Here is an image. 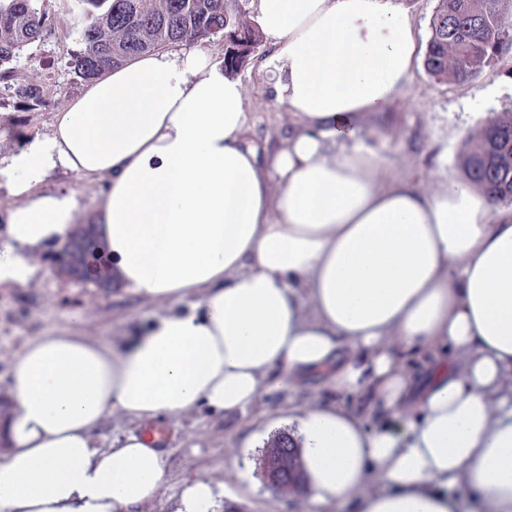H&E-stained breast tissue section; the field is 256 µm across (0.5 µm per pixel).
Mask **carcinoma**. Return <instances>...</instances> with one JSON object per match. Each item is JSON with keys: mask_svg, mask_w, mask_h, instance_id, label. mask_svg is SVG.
Here are the masks:
<instances>
[{"mask_svg": "<svg viewBox=\"0 0 512 512\" xmlns=\"http://www.w3.org/2000/svg\"><path fill=\"white\" fill-rule=\"evenodd\" d=\"M37 0H0V80H11V63L42 34L46 18ZM85 20L84 48L76 56L75 73L95 79L103 70L129 58L184 42L224 35V68L236 73L252 46L262 41L259 26L231 0H77ZM512 0H439L431 22L425 68L436 80L461 82L494 66L512 29L504 22L501 4ZM464 175L479 182L497 202L512 203V108L489 118L470 136L460 156ZM82 262L106 270L94 225L80 229ZM298 460L287 433L278 434L263 455V472L277 473L290 487Z\"/></svg>", "mask_w": 512, "mask_h": 512, "instance_id": "1", "label": "carcinoma"}]
</instances>
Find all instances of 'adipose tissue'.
I'll return each mask as SVG.
<instances>
[{
  "instance_id": "obj_1",
  "label": "adipose tissue",
  "mask_w": 512,
  "mask_h": 512,
  "mask_svg": "<svg viewBox=\"0 0 512 512\" xmlns=\"http://www.w3.org/2000/svg\"><path fill=\"white\" fill-rule=\"evenodd\" d=\"M274 51L270 93L297 121L248 137L246 89L207 52L159 50L87 82L49 136L0 161L23 197L0 285L74 231L63 169L107 176L97 235L121 288L157 303L112 344L47 332L10 365L0 512H140L165 455L112 416L246 414L282 379L320 376L339 403L289 415L304 492L340 512H512V208L440 159L429 186L393 171L363 120L409 88L405 0H252ZM425 375L404 373L408 358ZM223 483L186 471L171 512H222ZM154 427L145 426L128 418L112 417V420H109L101 430V443L104 447H109L112 443L115 444L117 440L123 439L124 436L129 435L131 432L137 435H144L146 432L154 430Z\"/></svg>"
}]
</instances>
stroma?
I'll use <instances>...</instances> for the list:
<instances>
[{
  "mask_svg": "<svg viewBox=\"0 0 512 512\" xmlns=\"http://www.w3.org/2000/svg\"><path fill=\"white\" fill-rule=\"evenodd\" d=\"M46 18L42 38L25 47L15 59L14 80L0 82V158L16 152L26 140L49 134L56 112L62 111L83 90L84 83L72 66L82 48V21L76 0H39ZM270 41H262L238 75L246 92V110L251 139L257 144H275L287 136L295 120L268 95V75L262 62L270 55ZM42 89V99L31 103L19 93L20 86ZM512 103V46L502 61L463 83H440L417 65L407 94L381 117L366 121L374 135L369 142L390 168L417 181H427L440 155H447L448 168L458 171L459 156L479 121L487 120ZM105 179L90 181L64 170L53 171L41 190L74 196L80 206L78 221H94L105 189ZM43 269L24 286H0V391L8 380L10 363L22 344L46 331L80 332L103 341L149 323L159 312L158 304L121 289L98 292L58 276L48 259L34 255ZM342 400L355 407V395L336 397L318 382L296 384L282 380L266 392L246 415L227 416L200 410L161 430L166 448L168 482L159 497L144 512H168L186 470L223 482L225 502L238 512H336L335 506L314 505L298 493L273 497L263 476L265 441L249 442L253 428L269 436L291 432L289 405H322ZM250 462L252 484L236 483L234 463Z\"/></svg>",
  "mask_w": 512,
  "mask_h": 512,
  "instance_id": "35a3bbf8",
  "label": "stroma"
}]
</instances>
